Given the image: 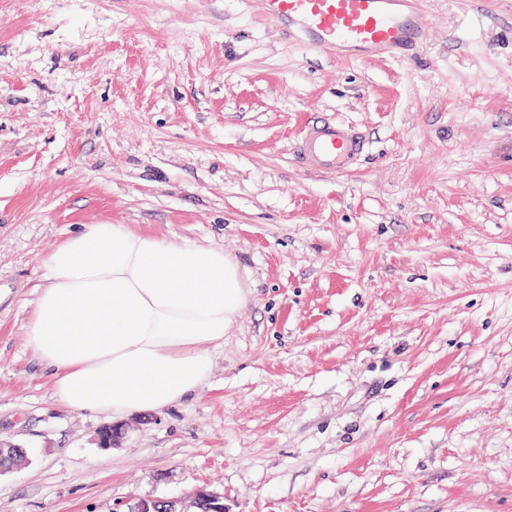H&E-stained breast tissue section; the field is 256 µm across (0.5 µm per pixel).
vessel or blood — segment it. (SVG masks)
Returning <instances> with one entry per match:
<instances>
[{"label":"vessel or blood","mask_w":512,"mask_h":512,"mask_svg":"<svg viewBox=\"0 0 512 512\" xmlns=\"http://www.w3.org/2000/svg\"><path fill=\"white\" fill-rule=\"evenodd\" d=\"M425 0H260L263 17L287 41L347 61L405 58L428 38ZM369 141L359 126L321 115L304 126L292 147L307 170L345 175L365 158Z\"/></svg>","instance_id":"vessel-or-blood-1"}]
</instances>
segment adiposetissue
Masks as SVG:
<instances>
[{"label":"adipose tissue","instance_id":"1","mask_svg":"<svg viewBox=\"0 0 512 512\" xmlns=\"http://www.w3.org/2000/svg\"><path fill=\"white\" fill-rule=\"evenodd\" d=\"M25 343L56 399L120 418L193 395L248 291L223 248L85 224L42 260Z\"/></svg>","mask_w":512,"mask_h":512}]
</instances>
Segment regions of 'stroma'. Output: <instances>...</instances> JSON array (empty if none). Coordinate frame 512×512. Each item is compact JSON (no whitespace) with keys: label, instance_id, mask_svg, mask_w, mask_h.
Returning a JSON list of instances; mask_svg holds the SVG:
<instances>
[{"label":"stroma","instance_id":"stroma-1","mask_svg":"<svg viewBox=\"0 0 512 512\" xmlns=\"http://www.w3.org/2000/svg\"><path fill=\"white\" fill-rule=\"evenodd\" d=\"M424 10L414 61H339L258 0H0V512H512V0ZM322 113L357 171L293 163ZM112 223L249 290L194 395L118 419L24 342L45 253ZM159 504H167L168 510H158ZM191 506L194 510L188 511L182 508L179 500H146L137 503L129 512H200L204 509L211 512H225L223 498L205 490H197L193 493Z\"/></svg>","mask_w":512,"mask_h":512}]
</instances>
